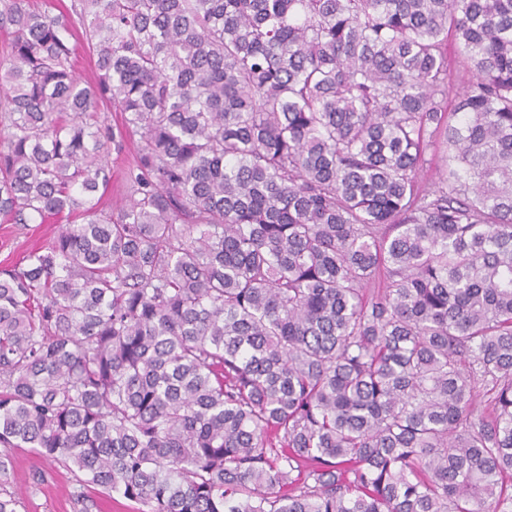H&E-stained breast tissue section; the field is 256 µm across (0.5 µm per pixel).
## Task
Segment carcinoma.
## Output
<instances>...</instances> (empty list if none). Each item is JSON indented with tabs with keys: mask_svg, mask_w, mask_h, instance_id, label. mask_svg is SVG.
I'll list each match as a JSON object with an SVG mask.
<instances>
[{
	"mask_svg": "<svg viewBox=\"0 0 512 512\" xmlns=\"http://www.w3.org/2000/svg\"><path fill=\"white\" fill-rule=\"evenodd\" d=\"M0 29V216L82 219L0 268L1 478L30 448L81 512H512V0H0ZM75 74L80 81L86 84V81H93L95 76L94 61L92 51H90L87 45L83 44L80 40L76 44L75 53ZM137 139L138 136L129 139L126 150L119 155L114 153L112 148H108L109 152L106 158L108 166L112 170V192L107 193L103 199L106 212L117 210L125 204L123 175L132 159Z\"/></svg>",
	"mask_w": 512,
	"mask_h": 512,
	"instance_id": "1",
	"label": "carcinoma"
}]
</instances>
